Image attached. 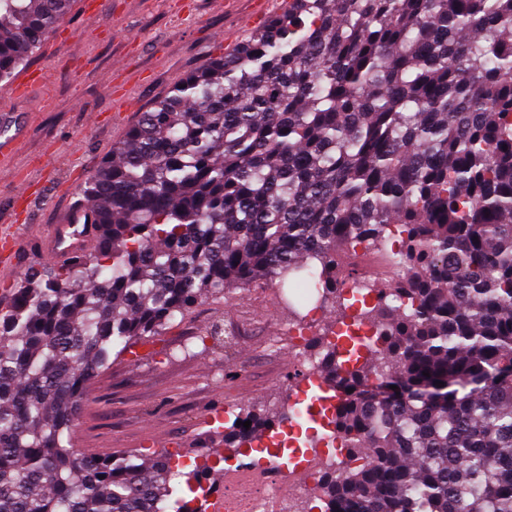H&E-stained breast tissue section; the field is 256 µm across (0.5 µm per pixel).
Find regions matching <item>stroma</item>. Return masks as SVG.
Wrapping results in <instances>:
<instances>
[{"mask_svg":"<svg viewBox=\"0 0 512 512\" xmlns=\"http://www.w3.org/2000/svg\"><path fill=\"white\" fill-rule=\"evenodd\" d=\"M89 18L80 0L58 33L26 61L43 72L28 109L29 132L0 172V226L13 223L16 178L42 182L31 202L18 272L47 262L33 240L80 199L103 158L150 103L222 55L223 39L240 45L253 32L252 0H104ZM133 100L128 115L109 123L112 89ZM290 284L261 280L249 290L213 296L161 335L132 344L90 387L73 434L79 451L119 454L179 452L185 465L204 463L221 447L225 422L247 409L293 412L303 371L289 328L312 314L307 340L331 339L338 315L311 303L288 304Z\"/></svg>","mask_w":512,"mask_h":512,"instance_id":"obj_1","label":"stroma"}]
</instances>
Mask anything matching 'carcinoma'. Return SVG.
Returning <instances> with one entry per match:
<instances>
[{
  "mask_svg": "<svg viewBox=\"0 0 512 512\" xmlns=\"http://www.w3.org/2000/svg\"><path fill=\"white\" fill-rule=\"evenodd\" d=\"M69 7L0 0V81ZM82 200L92 250L0 298V512H167L177 478L176 512H203L224 455L81 453V405L115 348L306 269L372 335L341 374L324 347L348 466L327 460L303 512H512V0H288L155 99ZM396 235L402 277L369 303L348 258ZM239 420L236 451L275 415Z\"/></svg>",
  "mask_w": 512,
  "mask_h": 512,
  "instance_id": "cac0c4a2",
  "label": "carcinoma"
}]
</instances>
